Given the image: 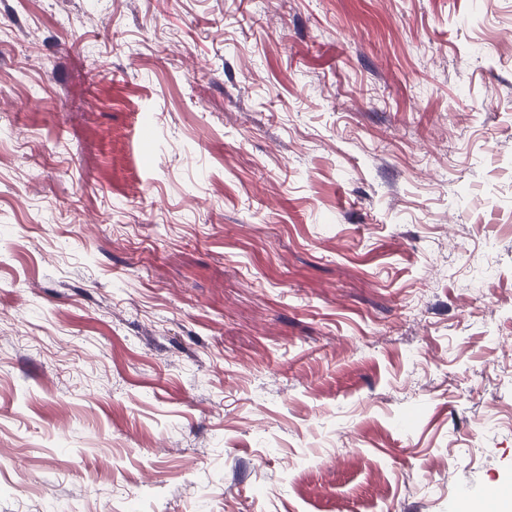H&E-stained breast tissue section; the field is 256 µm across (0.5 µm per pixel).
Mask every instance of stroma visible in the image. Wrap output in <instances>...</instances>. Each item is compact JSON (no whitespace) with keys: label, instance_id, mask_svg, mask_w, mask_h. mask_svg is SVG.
<instances>
[{"label":"stroma","instance_id":"obj_1","mask_svg":"<svg viewBox=\"0 0 512 512\" xmlns=\"http://www.w3.org/2000/svg\"><path fill=\"white\" fill-rule=\"evenodd\" d=\"M512 0H0V512H493Z\"/></svg>","mask_w":512,"mask_h":512}]
</instances>
